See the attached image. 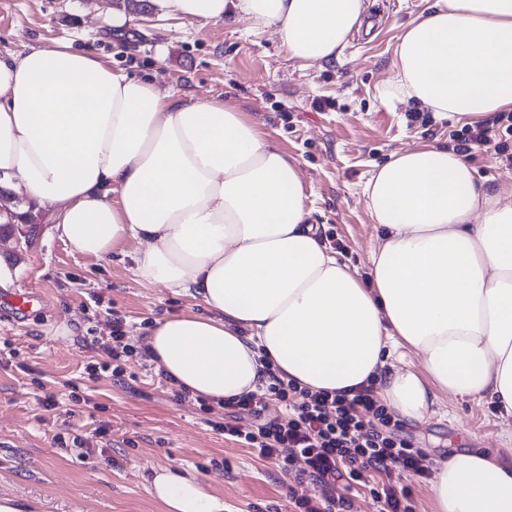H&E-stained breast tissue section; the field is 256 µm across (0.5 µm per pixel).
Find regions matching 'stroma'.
Returning a JSON list of instances; mask_svg holds the SVG:
<instances>
[{"label": "stroma", "mask_w": 512, "mask_h": 512, "mask_svg": "<svg viewBox=\"0 0 512 512\" xmlns=\"http://www.w3.org/2000/svg\"><path fill=\"white\" fill-rule=\"evenodd\" d=\"M430 2L365 0L363 22L339 58L306 66L289 58L274 31L233 18L130 13L118 30L115 0H0V55L67 41L128 74L151 75L162 91L248 113L298 161L311 223L334 234L337 256L365 281L377 234L365 183L393 152L452 146L462 127L437 117L410 124L415 104L388 95L397 39ZM23 204L0 186V205L19 211L0 229V262L15 270L0 288V497L30 512H162L147 480L153 469L174 467L204 479L224 512H288L292 474L213 431L225 408L206 412L193 396L176 399L142 354L124 361L121 384L88 370L106 361L100 340L114 319L138 347L156 319L205 316L208 308L136 281L135 243L105 259L80 254L59 239L50 210ZM21 290L35 298L18 313L5 297ZM48 396L56 403L50 411L41 406ZM403 433L433 461L465 450L512 457V423L490 404L443 397ZM77 438L83 449L73 447Z\"/></svg>", "instance_id": "35a3bbf8"}]
</instances>
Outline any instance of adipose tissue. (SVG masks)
I'll use <instances>...</instances> for the list:
<instances>
[{
  "label": "adipose tissue",
  "instance_id": "obj_1",
  "mask_svg": "<svg viewBox=\"0 0 512 512\" xmlns=\"http://www.w3.org/2000/svg\"><path fill=\"white\" fill-rule=\"evenodd\" d=\"M274 29L290 58L339 57L364 0H152ZM391 98L475 122L512 110V0H433L394 49ZM0 181L49 207L79 253L137 242L132 273L202 301L157 319L149 362L191 395L256 390L265 365L314 390L376 381L423 421L440 395L512 421V191L445 147L397 151L365 187L378 233L368 281L321 242L297 161L246 113L177 98L71 44L0 56ZM414 353L419 365L406 362ZM164 512H224L197 475L156 470ZM435 512H512V463L435 461Z\"/></svg>",
  "mask_w": 512,
  "mask_h": 512
}]
</instances>
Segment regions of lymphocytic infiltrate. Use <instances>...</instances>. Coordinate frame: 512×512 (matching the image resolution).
Returning <instances> with one entry per match:
<instances>
[{
	"label": "lymphocytic infiltrate",
	"instance_id": "f902f5d3",
	"mask_svg": "<svg viewBox=\"0 0 512 512\" xmlns=\"http://www.w3.org/2000/svg\"><path fill=\"white\" fill-rule=\"evenodd\" d=\"M493 147L497 159L512 167V113L463 128L457 152ZM257 391L228 400L229 410L215 431L250 448L258 458L294 471L288 497L291 512H351L350 491H370L380 512H410V487L395 488L394 477L419 481L430 475L426 455L403 434L401 421L375 396L374 384L353 393L313 391L266 368ZM286 415L264 420L270 399Z\"/></svg>",
	"mask_w": 512,
	"mask_h": 512
}]
</instances>
